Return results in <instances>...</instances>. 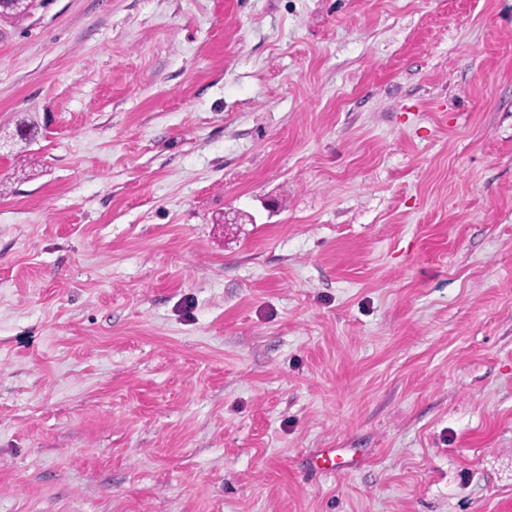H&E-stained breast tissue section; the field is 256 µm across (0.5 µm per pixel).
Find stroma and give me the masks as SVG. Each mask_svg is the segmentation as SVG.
Returning a JSON list of instances; mask_svg holds the SVG:
<instances>
[{"label": "stroma", "instance_id": "stroma-1", "mask_svg": "<svg viewBox=\"0 0 512 512\" xmlns=\"http://www.w3.org/2000/svg\"><path fill=\"white\" fill-rule=\"evenodd\" d=\"M0 139V512H512V0H48ZM361 457H345L340 448H323L317 454L307 458V469L313 473H337L356 467Z\"/></svg>", "mask_w": 512, "mask_h": 512}]
</instances>
